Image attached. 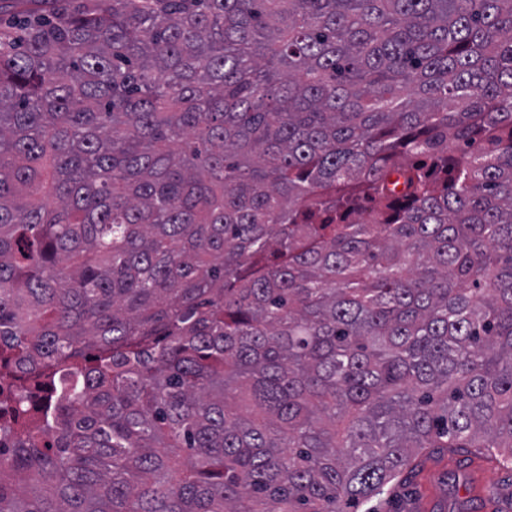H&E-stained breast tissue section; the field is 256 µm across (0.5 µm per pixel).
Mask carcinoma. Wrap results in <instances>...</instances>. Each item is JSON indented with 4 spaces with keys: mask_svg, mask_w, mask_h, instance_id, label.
I'll return each instance as SVG.
<instances>
[{
    "mask_svg": "<svg viewBox=\"0 0 512 512\" xmlns=\"http://www.w3.org/2000/svg\"><path fill=\"white\" fill-rule=\"evenodd\" d=\"M0 11V512L512 465V0Z\"/></svg>",
    "mask_w": 512,
    "mask_h": 512,
    "instance_id": "obj_1",
    "label": "carcinoma"
}]
</instances>
